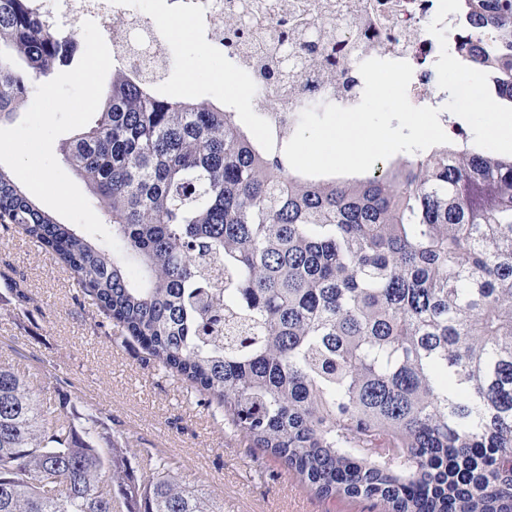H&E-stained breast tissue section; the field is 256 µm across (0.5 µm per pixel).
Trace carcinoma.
I'll return each mask as SVG.
<instances>
[{"mask_svg": "<svg viewBox=\"0 0 512 512\" xmlns=\"http://www.w3.org/2000/svg\"><path fill=\"white\" fill-rule=\"evenodd\" d=\"M497 38L462 43L463 64L512 104V0H463ZM272 83L302 69L263 131L234 109L158 92L112 67L94 123L64 150L120 251L41 210L0 168V220L50 250L121 334L180 376L250 446L320 498L383 512H512V157L445 145L362 179L293 170L299 112L356 90L332 54L309 56L294 15L270 21ZM247 16L225 29L231 56ZM312 40L336 38L331 20ZM74 32L38 0H0V124L42 77L72 63ZM119 437L0 366V512H218L161 459L127 482Z\"/></svg>", "mask_w": 512, "mask_h": 512, "instance_id": "carcinoma-1", "label": "carcinoma"}]
</instances>
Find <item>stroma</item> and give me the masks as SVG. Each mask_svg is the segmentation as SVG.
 I'll return each mask as SVG.
<instances>
[{
	"label": "stroma",
	"instance_id": "35a3bbf8",
	"mask_svg": "<svg viewBox=\"0 0 512 512\" xmlns=\"http://www.w3.org/2000/svg\"><path fill=\"white\" fill-rule=\"evenodd\" d=\"M172 44L171 67L191 82L193 97L224 102L247 93L245 76L222 56L199 65L195 33ZM227 73L233 86L222 80ZM0 364L35 378L41 398L111 417L138 483H148L157 457L165 456L180 462L183 483L222 512H381L367 499L317 497L278 459L231 433L15 224H0Z\"/></svg>",
	"mask_w": 512,
	"mask_h": 512
}]
</instances>
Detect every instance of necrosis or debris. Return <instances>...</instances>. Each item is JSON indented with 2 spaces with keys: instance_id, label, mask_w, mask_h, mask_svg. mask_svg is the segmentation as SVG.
Masks as SVG:
<instances>
[{
  "instance_id": "obj_1",
  "label": "necrosis or debris",
  "mask_w": 512,
  "mask_h": 512,
  "mask_svg": "<svg viewBox=\"0 0 512 512\" xmlns=\"http://www.w3.org/2000/svg\"><path fill=\"white\" fill-rule=\"evenodd\" d=\"M42 10L65 27L80 29L83 21L105 26L113 45L134 36L142 23L141 13L131 0H39ZM266 9L250 15L254 38L243 47L242 56L269 53L267 44L271 13H303L308 24L343 10L355 24L343 25L336 38L338 69L354 66L365 57L408 62L413 75L408 87L410 102L418 107L432 104L439 92L434 81L440 53L437 39L429 33L439 0H266ZM212 0H173L176 13L190 18L199 34L205 56H212L217 36L224 32V18L235 13L241 0H222L212 9Z\"/></svg>"
}]
</instances>
